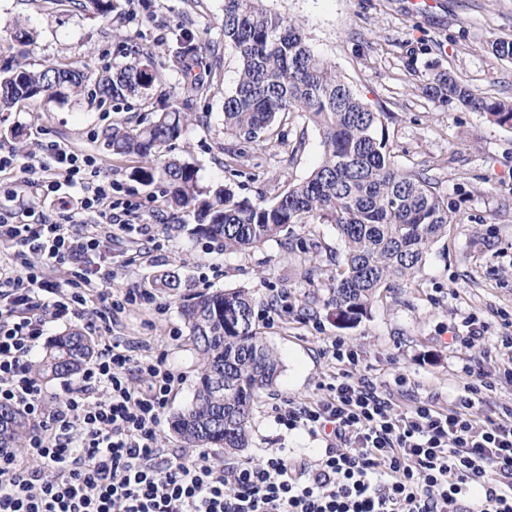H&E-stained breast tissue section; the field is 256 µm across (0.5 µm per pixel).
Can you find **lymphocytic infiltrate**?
<instances>
[{
    "label": "lymphocytic infiltrate",
    "instance_id": "lymphocytic-infiltrate-1",
    "mask_svg": "<svg viewBox=\"0 0 512 512\" xmlns=\"http://www.w3.org/2000/svg\"><path fill=\"white\" fill-rule=\"evenodd\" d=\"M37 163L0 144V407L23 413L22 450L0 448V512H512V406L485 395L512 381V336L494 370L466 365L453 403L398 402L407 380L355 377L357 351L332 340L343 367L313 402L276 408L285 429L320 438L311 454L270 448L225 463L162 447L158 428L184 382L150 346H128L112 323L130 307L164 314L146 288L113 290L112 244L149 236L139 203L103 177L93 155L56 140ZM37 198L22 203L17 184ZM99 223L83 227L85 214ZM83 320L97 354L63 400H50L34 354L53 325Z\"/></svg>",
    "mask_w": 512,
    "mask_h": 512
}]
</instances>
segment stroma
I'll use <instances>...</instances> for the list:
<instances>
[{"label": "stroma", "instance_id": "1", "mask_svg": "<svg viewBox=\"0 0 512 512\" xmlns=\"http://www.w3.org/2000/svg\"><path fill=\"white\" fill-rule=\"evenodd\" d=\"M267 7L298 24L363 101L385 113L395 166L426 170L455 209L447 238L412 282L381 289L368 317L352 328H339L326 304L344 251L332 225H303L298 247L272 240L246 251L223 249L189 233L193 217L174 212L162 185L135 177L137 158L114 155L103 145L102 133L112 123L142 126L155 112L189 99L196 119L168 156L193 166L200 186L229 182L239 195L268 203L310 175L322 155L321 135L296 113L272 140L247 145L237 170L224 167V148L233 141L224 132V95L235 87L239 70L234 49L224 44V0H119L106 19L74 0H0V66L16 59L85 75L82 95L69 104L40 97L0 112V141L13 142L27 162L38 152L39 131L95 155L126 197L140 203L138 221L151 225L155 236L152 258L118 270L113 287L147 288L167 270L182 275V288L165 299V314L135 308L112 325L113 335L147 340L184 374L169 415L191 401L198 384L196 352L186 339L169 337L171 329L184 326V298L206 287L244 288L255 298L256 325L283 371L275 390L257 400L250 445L235 452L238 460L266 448L302 455L317 447L308 435L277 425L274 412L288 400L321 396L323 383L338 371L324 354L332 340L358 350V374L376 382L404 375L411 396L447 406L467 380L466 360L495 366L502 337L512 334L506 324L512 319V130L425 92L438 74L450 71L480 93L512 100V60L491 49L494 39L512 38V0H267ZM20 25L32 35L29 44L14 37ZM186 33L200 47L198 71L209 85L195 97L168 51ZM143 54L152 56L161 74L153 94L98 101V77ZM14 128L20 138H12ZM213 265L221 275L200 283ZM281 292L288 295L286 308L269 311V300ZM472 317L483 329L474 341L466 329ZM169 415L161 420L159 442L183 448Z\"/></svg>", "mask_w": 512, "mask_h": 512}]
</instances>
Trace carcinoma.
<instances>
[{"label": "carcinoma", "instance_id": "carcinoma-1", "mask_svg": "<svg viewBox=\"0 0 512 512\" xmlns=\"http://www.w3.org/2000/svg\"><path fill=\"white\" fill-rule=\"evenodd\" d=\"M193 40L184 36L175 51L188 73L199 64ZM224 44L239 61L237 83L224 95V130L236 139L224 149L225 168L232 170L246 156L237 142L271 140L278 120L302 112L319 129L323 146L321 161L304 181L270 204L241 198L229 185L199 187L187 163L162 160L192 121L189 99L143 127L112 124L103 134L104 146L114 155L138 158L135 176L164 184L173 208L194 214L191 233L226 250L253 249L281 238L291 245L300 224L333 225L344 259L330 284L328 306L339 327H353L368 315L379 289L414 278L432 246L448 236L454 209L425 172L394 166L385 113L363 103L291 19L266 9L264 0H224ZM84 81L78 69L7 64L0 67V109L37 97L64 104L81 95ZM158 83L151 57L136 58L101 76L96 97L104 102L145 96ZM429 91L512 129V101L484 96L451 73L435 77ZM180 287L176 271L154 281L164 294ZM254 307L253 296L241 288L195 294L182 304L200 363L193 398L172 416L171 427L192 447L226 452L248 447L255 400L273 391L281 375L279 358L257 331ZM93 352L91 339L71 328L53 340L37 372L46 381L71 378ZM25 433L18 412L0 409V448L20 447Z\"/></svg>", "mask_w": 512, "mask_h": 512}]
</instances>
